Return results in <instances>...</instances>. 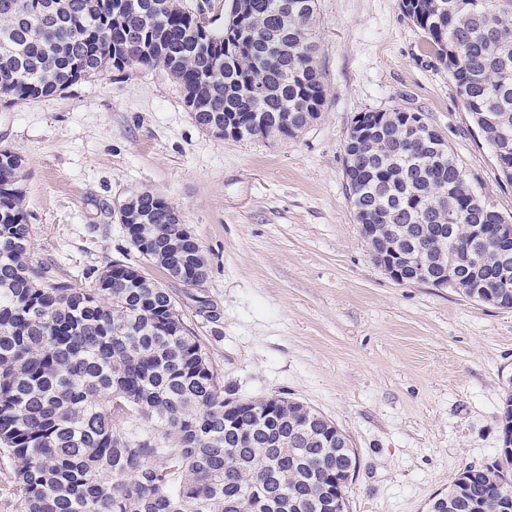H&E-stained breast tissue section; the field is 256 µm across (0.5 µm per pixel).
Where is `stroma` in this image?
<instances>
[{
	"instance_id": "35a3bbf8",
	"label": "stroma",
	"mask_w": 512,
	"mask_h": 512,
	"mask_svg": "<svg viewBox=\"0 0 512 512\" xmlns=\"http://www.w3.org/2000/svg\"><path fill=\"white\" fill-rule=\"evenodd\" d=\"M320 119L294 139L217 138L163 68L108 71L28 103L0 100V147L21 156L31 250L81 285L140 264L113 214L148 190L208 262L164 279L238 396H283L333 420L358 467L350 512H426L469 466L498 459L512 383V309L392 280L354 220L343 170L355 113H423L472 187L505 214L491 150L398 0H318Z\"/></svg>"
}]
</instances>
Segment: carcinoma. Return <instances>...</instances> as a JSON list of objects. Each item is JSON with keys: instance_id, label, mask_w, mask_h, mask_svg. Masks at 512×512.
<instances>
[{"instance_id": "cac0c4a2", "label": "carcinoma", "mask_w": 512, "mask_h": 512, "mask_svg": "<svg viewBox=\"0 0 512 512\" xmlns=\"http://www.w3.org/2000/svg\"><path fill=\"white\" fill-rule=\"evenodd\" d=\"M0 0V95L26 103L61 93L109 69L161 67L183 96L200 102L234 138H293L316 119L325 85L317 66L318 0H230L222 30L201 32L197 16L167 0ZM424 31L434 59L512 187V0H399ZM349 132L344 173L355 219L375 225V245L399 233V247L429 224L453 225L456 260L443 242L417 268L463 273L491 286L503 249L475 245L473 224L512 223L471 188L443 136L414 111H365ZM0 148V455L12 463L5 491L20 512H254L257 496L285 509L336 512L331 473L356 458L313 436L319 411L283 399L282 427L305 444L239 448L224 432L231 389L169 290L147 276L124 278L107 264L89 285L60 280L30 248L31 225L17 168ZM124 216L142 260L179 281L200 283V246L172 224L160 195H130ZM239 430L268 440L252 410ZM512 447L480 468L479 503L468 482L432 498L435 512H512L499 479Z\"/></svg>"}]
</instances>
